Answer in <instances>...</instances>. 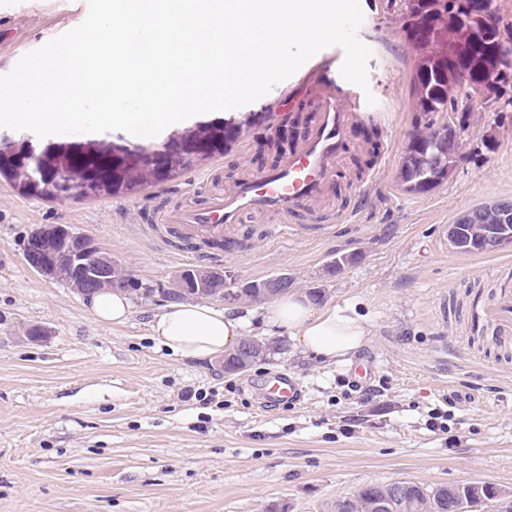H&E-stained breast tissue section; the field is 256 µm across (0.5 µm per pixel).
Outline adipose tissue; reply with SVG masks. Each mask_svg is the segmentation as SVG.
Wrapping results in <instances>:
<instances>
[{"label": "adipose tissue", "mask_w": 512, "mask_h": 512, "mask_svg": "<svg viewBox=\"0 0 512 512\" xmlns=\"http://www.w3.org/2000/svg\"><path fill=\"white\" fill-rule=\"evenodd\" d=\"M86 302L92 317L101 323H121L131 313L128 296L118 290L92 293ZM256 318L323 359L354 353L369 334L366 319L352 306H321L295 291L280 295L258 314L212 303L174 301L155 316L151 332L177 355L213 359L234 349Z\"/></svg>", "instance_id": "adipose-tissue-1"}]
</instances>
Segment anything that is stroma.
Instances as JSON below:
<instances>
[{"instance_id": "1", "label": "stroma", "mask_w": 512, "mask_h": 512, "mask_svg": "<svg viewBox=\"0 0 512 512\" xmlns=\"http://www.w3.org/2000/svg\"><path fill=\"white\" fill-rule=\"evenodd\" d=\"M387 0H360V40L372 51L381 161L356 175L368 146L352 131L340 192L303 211L300 239L276 217L238 224L236 249L174 242L153 216L199 207L247 174L258 148L311 101L286 79L241 108L201 114L143 139L103 133L120 150H158L202 130L239 128L213 161L131 192L46 199L0 178V512H331L360 488L394 481L428 487L491 482L512 490V344L488 346L478 312L512 287V248L458 252L444 234L458 214L512 200V109L477 100L458 121L447 179L406 191L400 171L417 125L407 50ZM87 0H0V75L25 54L79 25ZM356 213L339 218L343 206ZM42 224L91 237L137 282L122 324L96 322L83 296L26 263L23 240ZM348 255L341 270L331 260ZM188 267L246 280L285 273L320 305L351 304L370 334L355 355L324 361L286 336L247 371L223 358L171 353L150 322ZM376 361L365 400L352 387L360 359ZM298 378L302 398L270 407L272 373Z\"/></svg>"}]
</instances>
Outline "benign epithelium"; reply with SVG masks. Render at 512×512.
Wrapping results in <instances>:
<instances>
[{"label":"benign epithelium","mask_w":512,"mask_h":512,"mask_svg":"<svg viewBox=\"0 0 512 512\" xmlns=\"http://www.w3.org/2000/svg\"><path fill=\"white\" fill-rule=\"evenodd\" d=\"M91 160L93 165L87 168L92 185L98 188H110L124 179L127 173L138 169L143 161H149L153 175L163 177L174 168L178 159L173 154L158 150L144 158L133 149L120 153L107 149L101 153L95 143L70 147L60 153L53 167L48 169L44 164V155L35 149L24 156L25 165H33L37 173L47 172L54 177L56 188L63 192L68 184L61 179V172L67 171L75 159ZM512 247V234L494 228L484 243L486 249H505ZM26 261L40 276L47 280L71 282V273L80 271L101 288L118 287L108 276V267L115 261L102 251L90 238L74 232L64 224H48L36 227L27 240ZM232 282L238 286H247L249 282L236 280L235 274L221 269L189 267L182 270L176 277L173 287L169 289V297H221L233 301L236 293L224 289V285ZM487 499L480 491L460 500L452 507V512H477Z\"/></svg>","instance_id":"benign-epithelium-1"}]
</instances>
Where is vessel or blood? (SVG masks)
<instances>
[{"instance_id":"obj_1","label":"vessel or blood","mask_w":512,"mask_h":512,"mask_svg":"<svg viewBox=\"0 0 512 512\" xmlns=\"http://www.w3.org/2000/svg\"><path fill=\"white\" fill-rule=\"evenodd\" d=\"M342 62L339 55L321 56L300 78L298 87L317 105L318 116L276 169L239 179L208 206L160 213L156 223L178 225L189 239L220 240L244 214L266 213L282 217L279 233L297 235L294 215L332 194L337 167L351 146V130L367 110L360 88L342 77ZM479 318L496 342L511 339L512 292L502 291ZM301 396V384L285 373L271 375L264 384L271 404L293 405Z\"/></svg>"}]
</instances>
